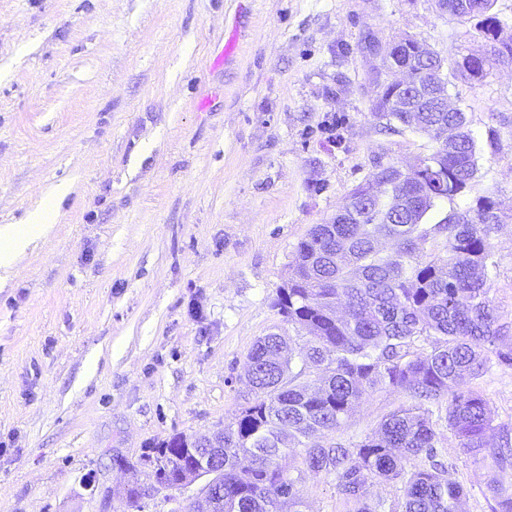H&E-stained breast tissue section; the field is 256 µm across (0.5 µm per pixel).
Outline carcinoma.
Masks as SVG:
<instances>
[{
    "label": "carcinoma",
    "instance_id": "carcinoma-1",
    "mask_svg": "<svg viewBox=\"0 0 512 512\" xmlns=\"http://www.w3.org/2000/svg\"><path fill=\"white\" fill-rule=\"evenodd\" d=\"M473 2L481 14L474 32L487 49L453 73L480 82L495 68H512V35L492 12L494 0ZM399 50L369 72L380 88L372 116L387 130L427 136L431 149L406 168L377 164L330 221L298 242L273 307L305 332L306 343L260 337L246 362L252 398L224 424V447L199 449L224 470L210 487L223 503L219 512H302L300 484L321 473L335 476L346 512H461L463 484L433 463L434 406L445 410L462 452L497 470L490 512H512V449L490 445L494 414L477 388L491 365L512 368V332L488 286L499 202L483 196L463 211L442 212L467 192L479 143L467 113L442 111L435 96L447 90L448 60L408 34ZM396 63L420 88L410 110L396 105L385 81ZM378 390L411 404L351 447L304 442L339 430L362 395ZM179 456L170 439L142 460L169 464L163 480L172 486L191 471ZM297 457L303 468L294 476L288 461ZM384 482L400 485V495L372 499L371 488Z\"/></svg>",
    "mask_w": 512,
    "mask_h": 512
}]
</instances>
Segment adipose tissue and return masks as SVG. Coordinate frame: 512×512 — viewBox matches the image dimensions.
Returning <instances> with one entry per match:
<instances>
[{"instance_id":"ef3b65f1","label":"adipose tissue","mask_w":512,"mask_h":512,"mask_svg":"<svg viewBox=\"0 0 512 512\" xmlns=\"http://www.w3.org/2000/svg\"><path fill=\"white\" fill-rule=\"evenodd\" d=\"M67 186L52 188L46 195L44 208L29 212L23 223L0 226V270L10 271L17 259L27 250L32 233H45L50 217L55 216Z\"/></svg>"}]
</instances>
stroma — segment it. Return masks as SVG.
Listing matches in <instances>:
<instances>
[{"label":"stroma","instance_id":"obj_1","mask_svg":"<svg viewBox=\"0 0 512 512\" xmlns=\"http://www.w3.org/2000/svg\"><path fill=\"white\" fill-rule=\"evenodd\" d=\"M481 50L435 0H0V225L70 186L0 287V512H100L146 448L231 421L298 242L377 163L430 141L381 130L360 39ZM239 48L215 59L229 36ZM449 93L485 144L458 207L500 202L491 295L512 325V69ZM479 389L512 428V369ZM403 395H364L333 438L361 441ZM439 461L490 512L492 471L441 428ZM304 512H344L306 476Z\"/></svg>","mask_w":512,"mask_h":512}]
</instances>
